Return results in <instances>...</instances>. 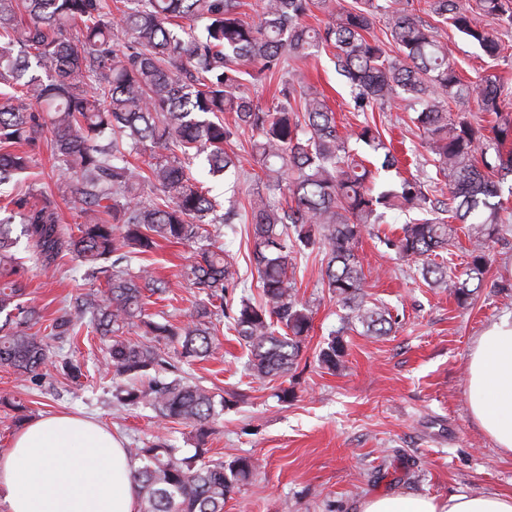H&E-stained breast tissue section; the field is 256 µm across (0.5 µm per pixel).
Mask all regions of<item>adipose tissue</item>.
<instances>
[{"instance_id":"adipose-tissue-1","label":"adipose tissue","mask_w":512,"mask_h":512,"mask_svg":"<svg viewBox=\"0 0 512 512\" xmlns=\"http://www.w3.org/2000/svg\"><path fill=\"white\" fill-rule=\"evenodd\" d=\"M468 368L471 415L512 456V316L480 336ZM134 468L101 424L69 415L42 417L0 452V502L7 512H137ZM360 512H512V496L373 497L361 503Z\"/></svg>"}]
</instances>
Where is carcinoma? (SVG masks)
Listing matches in <instances>:
<instances>
[{
  "label": "carcinoma",
  "mask_w": 512,
  "mask_h": 512,
  "mask_svg": "<svg viewBox=\"0 0 512 512\" xmlns=\"http://www.w3.org/2000/svg\"><path fill=\"white\" fill-rule=\"evenodd\" d=\"M0 0V81L12 90L0 104V186L29 177L43 133L61 171L57 191L80 205V222L59 224L53 194L25 193L0 208V367L26 378L46 375L47 339L73 342L91 325L105 347V369L117 376H146L163 365L156 343L165 341L180 357L201 360L215 350L217 324L234 331L249 350L248 370L257 379L288 376L297 369L302 344L312 329V310L297 298L289 273L291 255L319 249L327 259L325 285L346 313L342 326L360 325L368 335L392 331L388 309L368 305L366 276L357 254L362 232L379 224L386 210L418 211L396 237L383 244L413 261L434 288L450 291L458 304L473 295L490 265L488 242L502 223V187L512 174V121L484 134L466 117L454 119L444 99L460 104L478 97L479 111H503L512 87L495 75L475 88L465 84L413 0H263L259 21L240 17L239 0ZM318 10L326 21L313 27L304 18ZM478 13L512 28V0H476ZM430 12L497 57L502 43L460 0H429ZM385 18L398 49L389 56L366 34ZM189 22L178 36L171 26ZM78 27V36L68 31ZM333 49L336 73L351 88L354 109L386 104L394 97L417 112L416 122L434 155L436 174L448 194L431 198L419 178L375 192L379 169L397 159L369 122L355 132L380 166L351 158L347 138L336 127L327 97L311 85L282 83L281 99L263 108L244 93L246 78L272 76L288 56L306 58ZM234 115L224 123V113ZM251 131L252 150L263 173L249 208L229 203L218 212L204 182L194 177L201 160L215 176L241 175L225 149ZM150 151L149 170L130 157ZM20 219L21 236L12 224ZM468 225L466 278H452L435 258L448 253L455 229ZM233 224L253 227L252 263L261 301L231 297L237 280L224 246L212 234ZM194 248L182 277L199 302L185 321L159 323L146 312L148 296L169 292V282L148 267L131 273L135 255L158 241ZM24 250L48 270L69 254L104 287L78 296L40 336L42 316L26 300ZM136 325L153 340L132 343L123 329ZM345 356L342 331L319 352L334 370ZM124 405H147L157 416L176 419L198 443L212 430L231 400L182 377H155L148 385L116 387ZM141 466L132 473L139 512H224L235 490L247 483L255 462L205 459L206 449L183 453L160 438L128 449Z\"/></svg>",
  "instance_id": "obj_1"
}]
</instances>
